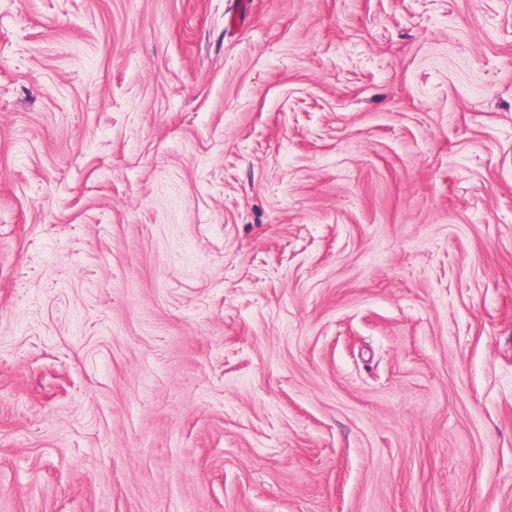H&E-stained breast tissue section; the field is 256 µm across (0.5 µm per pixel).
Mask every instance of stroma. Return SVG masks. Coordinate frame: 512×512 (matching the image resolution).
I'll use <instances>...</instances> for the list:
<instances>
[{"label":"stroma","instance_id":"35a3bbf8","mask_svg":"<svg viewBox=\"0 0 512 512\" xmlns=\"http://www.w3.org/2000/svg\"><path fill=\"white\" fill-rule=\"evenodd\" d=\"M0 512H512V0H0Z\"/></svg>","mask_w":512,"mask_h":512}]
</instances>
